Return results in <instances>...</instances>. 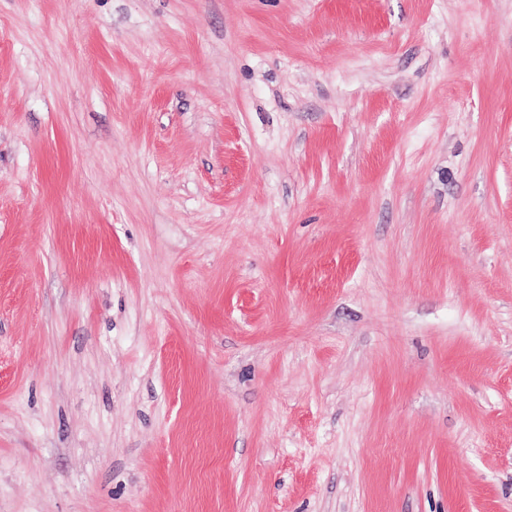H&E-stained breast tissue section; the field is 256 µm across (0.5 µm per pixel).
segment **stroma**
Segmentation results:
<instances>
[{"instance_id": "stroma-1", "label": "stroma", "mask_w": 512, "mask_h": 512, "mask_svg": "<svg viewBox=\"0 0 512 512\" xmlns=\"http://www.w3.org/2000/svg\"><path fill=\"white\" fill-rule=\"evenodd\" d=\"M0 512H512V0H0Z\"/></svg>"}]
</instances>
